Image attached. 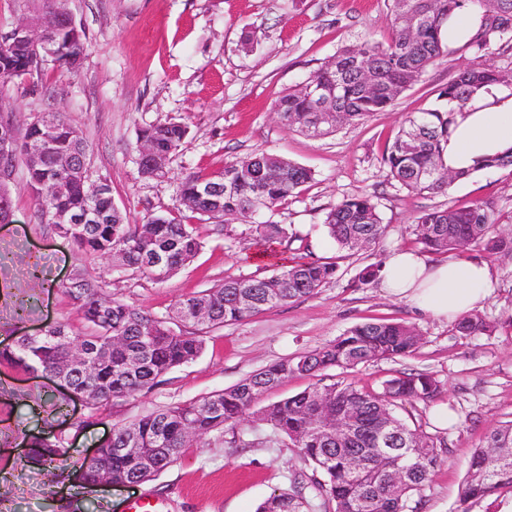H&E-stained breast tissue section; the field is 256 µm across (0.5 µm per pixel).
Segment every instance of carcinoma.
I'll use <instances>...</instances> for the list:
<instances>
[{
  "label": "carcinoma",
  "mask_w": 512,
  "mask_h": 512,
  "mask_svg": "<svg viewBox=\"0 0 512 512\" xmlns=\"http://www.w3.org/2000/svg\"><path fill=\"white\" fill-rule=\"evenodd\" d=\"M482 10L480 27L469 44L479 57L507 34H512V0H395L391 35L384 42L364 41L340 47L332 63L324 65L308 83L312 92L290 89L275 100L281 120L308 137L330 134L344 124L364 121L391 107L399 96L443 56L448 44L443 28L452 14ZM48 54L41 43L20 34L9 37L0 29V83L41 75L50 60L71 70L82 59L85 34L66 18L53 32ZM509 80L490 64L460 70L440 88L438 104L408 116L394 140L385 145L381 163L388 176L411 192H437L483 170L512 167V150L487 158L468 171H454L444 161L451 103L464 106L483 88ZM186 126L169 122L141 130L137 144L152 145L154 165L139 164L144 177H161L166 164L183 143ZM15 157L24 159L28 183L38 212L55 232L81 256L112 257V268L147 275L161 281L198 256L203 241L197 225L184 219L152 215L140 224L128 223L112 204V187L103 185L90 198L83 183L63 165L70 157L88 159L79 131L61 114L47 112L31 122L23 134L13 133ZM51 149H44L46 139ZM313 181L311 170L288 158L263 152L224 164L216 174L190 173L178 185L185 210L208 220L226 216L250 224L255 241L270 248L284 241L300 242L289 264L263 278H241L203 290L177 302L176 314L192 330L174 329L125 301L105 294L107 281L91 279L77 268L66 293L76 304L83 329L72 334L59 324L39 338L25 336L13 347L0 350L6 361L32 374L63 375L72 390L88 396L87 414L77 428L92 424L110 401L149 391L173 369L193 362L204 349L207 330L234 324L252 314L310 297L337 278L338 266L322 263L309 253L305 238L288 232L273 220L278 208L296 198ZM57 186L44 197L39 189ZM87 210L92 224L63 220ZM418 242L427 252L460 256L470 247L490 255L512 252V235L498 230L493 199L465 206L434 208L414 219ZM324 227L338 249L367 250L385 234L377 197L358 192L327 212ZM463 336L490 331L478 316L467 315L456 324ZM416 328L388 321L365 322L346 330L326 346L304 356L276 362L244 378L237 385L190 404L167 405L112 428L111 452L96 467L112 472V479L146 482L175 463L192 444L187 427L197 440L224 432L247 414L268 426L275 439L286 440L319 472L315 496L334 512H419L432 477L447 461L448 442L439 434L411 428L395 413L396 404L430 403L444 390L431 374L403 372L383 384L380 392L354 383H323L326 371L350 369L370 361L411 355L418 347ZM318 378L308 389L270 403L268 393L293 375ZM345 412L359 423L354 437L337 441L327 437L320 421ZM134 439L136 452L121 451ZM63 435L33 437L22 465L55 467L65 454ZM402 473L393 484L390 474ZM512 493V420L491 431L475 448L468 476L461 488V512L466 504ZM310 501L302 490H275L256 512H308Z\"/></svg>",
  "instance_id": "obj_1"
}]
</instances>
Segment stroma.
Returning a JSON list of instances; mask_svg holds the SVG:
<instances>
[{
	"instance_id": "obj_1",
	"label": "stroma",
	"mask_w": 512,
	"mask_h": 512,
	"mask_svg": "<svg viewBox=\"0 0 512 512\" xmlns=\"http://www.w3.org/2000/svg\"><path fill=\"white\" fill-rule=\"evenodd\" d=\"M62 9L86 35L75 71L46 64L39 81L18 78L0 88V114L24 129L45 112L62 113L88 146L92 177H106L112 201L131 223L150 215L180 217L181 178L211 174L225 163L274 151L311 169L314 179L275 216L306 237L315 258L339 265L336 281L317 295L211 329L201 356L165 375L154 389L112 401L91 426L75 430L84 407L56 382L0 362V512H127L138 498L164 512H255L273 490L310 486L311 466L288 445L265 444L268 427L248 417L223 435L187 448L164 471L135 487L74 490L47 469L19 463L33 433L65 432L71 446L61 465L80 469L112 431L169 404H186L238 384L284 359L321 348L348 328L377 319L414 326L420 344L410 356L329 370L328 382L377 389L400 372L434 374L445 391L434 402L397 407L399 417L448 441V462L436 471L421 512H458L459 492L474 449L512 420V256L490 259L491 293L480 317L492 334L460 335L450 321L417 314L384 295L378 283H358L368 265L397 250H417L419 212L488 197L499 201L512 228V167L475 173L442 193L394 187L380 162L402 122L435 103L436 91L476 58L464 45L449 48L391 107L362 124L312 138L272 114L274 100L306 81L338 48L389 35L393 0H63ZM183 123L188 134L158 179L138 171L141 128ZM6 186L14 221L0 224V347L57 324L82 320L65 288L75 265L111 280V292L153 315L171 319L178 300L230 279L265 277L287 264L291 245L273 258L256 256L248 224L229 222L223 233L204 221V247L194 262L162 282L111 274V260H76L71 245L41 219L23 163ZM376 194L386 233L375 248L342 257L323 225L326 212L359 191ZM453 408L455 421L438 414Z\"/></svg>"
}]
</instances>
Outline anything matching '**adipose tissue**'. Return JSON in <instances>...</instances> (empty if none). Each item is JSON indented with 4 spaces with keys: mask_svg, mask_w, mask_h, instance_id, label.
Returning a JSON list of instances; mask_svg holds the SVG:
<instances>
[{
    "mask_svg": "<svg viewBox=\"0 0 512 512\" xmlns=\"http://www.w3.org/2000/svg\"><path fill=\"white\" fill-rule=\"evenodd\" d=\"M512 148V88L492 85L456 112L448 134L449 168L467 170L477 160ZM486 262L450 259L431 262L410 253L393 254L384 265L381 289L437 320L452 321L481 309L491 289Z\"/></svg>",
    "mask_w": 512,
    "mask_h": 512,
    "instance_id": "1",
    "label": "adipose tissue"
}]
</instances>
